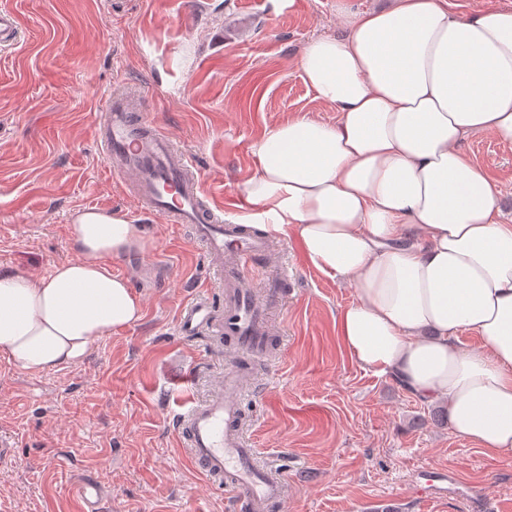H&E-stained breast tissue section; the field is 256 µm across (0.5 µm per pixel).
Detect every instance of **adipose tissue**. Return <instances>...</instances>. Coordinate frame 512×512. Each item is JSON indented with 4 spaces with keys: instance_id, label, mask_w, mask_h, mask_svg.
Segmentation results:
<instances>
[{
    "instance_id": "obj_1",
    "label": "adipose tissue",
    "mask_w": 512,
    "mask_h": 512,
    "mask_svg": "<svg viewBox=\"0 0 512 512\" xmlns=\"http://www.w3.org/2000/svg\"><path fill=\"white\" fill-rule=\"evenodd\" d=\"M340 33L307 42L303 77L338 114L272 126L251 146L242 224L297 242L356 299L338 336L361 368L429 403L453 433L512 459V220L462 145H512V8L459 14L448 0L340 6ZM74 259L48 276L0 274V355L30 374L67 367L143 317L113 261L152 248L127 213L69 226ZM479 337L464 349L463 332Z\"/></svg>"
}]
</instances>
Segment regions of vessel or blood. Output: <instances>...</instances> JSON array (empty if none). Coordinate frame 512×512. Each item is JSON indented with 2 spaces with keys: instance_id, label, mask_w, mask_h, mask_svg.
I'll return each mask as SVG.
<instances>
[{
  "instance_id": "1",
  "label": "vessel or blood",
  "mask_w": 512,
  "mask_h": 512,
  "mask_svg": "<svg viewBox=\"0 0 512 512\" xmlns=\"http://www.w3.org/2000/svg\"><path fill=\"white\" fill-rule=\"evenodd\" d=\"M19 31L17 14L1 7L0 46L12 45ZM139 96V91L123 86L109 95L96 127L108 168L113 176L132 178L141 213L161 216L168 224L191 226L209 264L224 279V336L249 355H266L272 331L247 272L256 259L270 252V243L246 225L215 217L203 202V185L191 158L174 146L159 124L139 120ZM212 319L209 301L194 299L180 311L178 332L197 335ZM243 390V367L229 363L209 397L179 414L178 434L196 467L232 492L239 512H269L274 506L286 512L284 479L258 463L244 435ZM74 496L79 512H102L103 493L97 482L82 480Z\"/></svg>"
}]
</instances>
